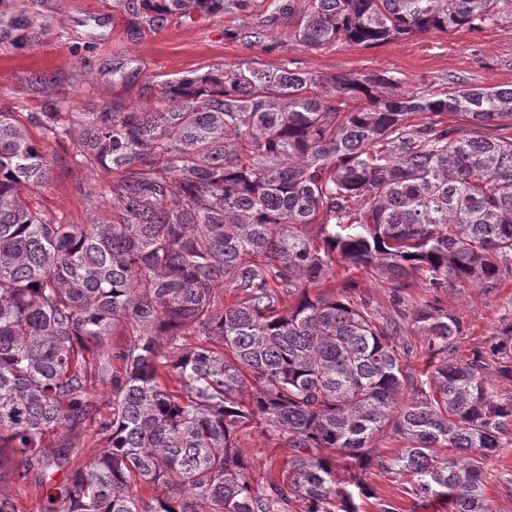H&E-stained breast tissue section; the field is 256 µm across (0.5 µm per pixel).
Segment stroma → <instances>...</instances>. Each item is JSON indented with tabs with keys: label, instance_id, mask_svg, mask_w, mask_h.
<instances>
[{
	"label": "stroma",
	"instance_id": "obj_1",
	"mask_svg": "<svg viewBox=\"0 0 512 512\" xmlns=\"http://www.w3.org/2000/svg\"><path fill=\"white\" fill-rule=\"evenodd\" d=\"M9 2L35 23L22 47L16 45L11 29L0 26V110L37 112L49 97L61 101L66 112L85 111L92 102L148 108L156 101L148 97L146 84L242 62L271 70L292 62L317 78L385 73L399 79L410 93L444 91L458 78L475 86L512 85L511 15L497 17L478 31L434 29L373 48L340 40L315 51L293 40L295 18L268 9V0H258L257 9L247 13L177 19L139 40L128 35L114 0ZM256 29L274 43V51H263L246 40V33ZM119 66L127 72L126 80H113L112 71ZM82 180L95 183L103 195L112 182L110 175L68 163L55 168L49 187L41 193L44 206L65 223L86 224L92 217L109 216L104 204L87 205L76 193ZM357 282V295L381 314L398 318V310H405L396 342L412 348L407 365L418 375L426 365L425 338L408 317L418 303L436 298L445 311L459 316L468 328L462 341L466 351L487 346L502 325L512 322V279L490 292L456 284L439 291L409 288L401 294L374 273L358 275ZM240 442L253 463V477L270 467L286 468L287 454L260 431L245 430ZM369 482L373 494L362 502L361 512H381L385 502L398 505L399 512H451L447 500L435 497L427 498L424 507H415L394 475L379 472ZM485 495L493 512H512V447L500 449L489 460Z\"/></svg>",
	"mask_w": 512,
	"mask_h": 512
}]
</instances>
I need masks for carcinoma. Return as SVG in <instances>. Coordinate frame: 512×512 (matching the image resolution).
<instances>
[{"label":"carcinoma","mask_w":512,"mask_h":512,"mask_svg":"<svg viewBox=\"0 0 512 512\" xmlns=\"http://www.w3.org/2000/svg\"><path fill=\"white\" fill-rule=\"evenodd\" d=\"M116 3L134 38L254 7ZM504 13L512 0H307L293 39L370 48ZM32 25L9 21L21 45ZM148 90L147 110L0 111V484L55 486L46 512H360L378 470L417 500L492 512L482 475L512 445V398L491 381L512 380V322L450 362L463 321L425 302L413 323L438 363L417 377L352 276L400 291L512 277V85L414 95L385 73L245 62ZM70 160L112 174L111 218L43 207ZM247 428L290 454L279 476L252 477ZM383 432L403 443L392 458ZM81 435L100 447L87 460Z\"/></svg>","instance_id":"cac0c4a2"}]
</instances>
